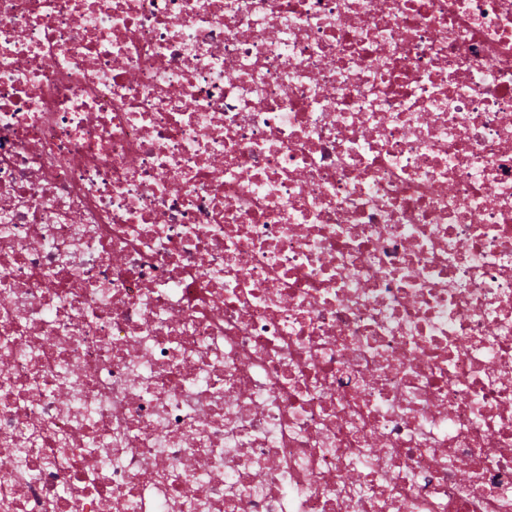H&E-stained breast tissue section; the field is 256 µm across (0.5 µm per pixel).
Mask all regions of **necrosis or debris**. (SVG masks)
<instances>
[{
	"label": "necrosis or debris",
	"mask_w": 512,
	"mask_h": 512,
	"mask_svg": "<svg viewBox=\"0 0 512 512\" xmlns=\"http://www.w3.org/2000/svg\"><path fill=\"white\" fill-rule=\"evenodd\" d=\"M0 512H512V0H0Z\"/></svg>",
	"instance_id": "1"
}]
</instances>
